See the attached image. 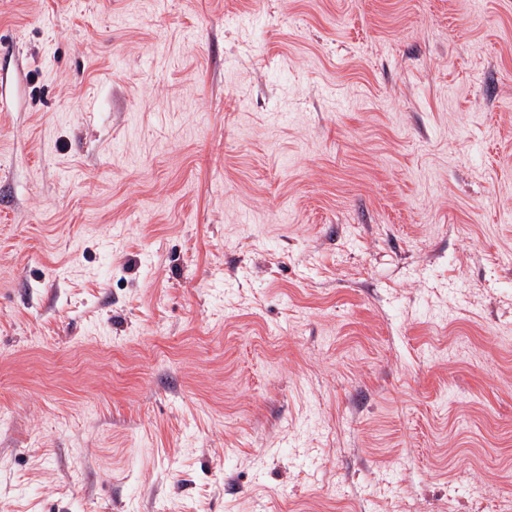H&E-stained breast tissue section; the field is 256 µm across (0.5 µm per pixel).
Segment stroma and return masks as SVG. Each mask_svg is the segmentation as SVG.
I'll use <instances>...</instances> for the list:
<instances>
[{
  "label": "stroma",
  "mask_w": 512,
  "mask_h": 512,
  "mask_svg": "<svg viewBox=\"0 0 512 512\" xmlns=\"http://www.w3.org/2000/svg\"><path fill=\"white\" fill-rule=\"evenodd\" d=\"M0 512H512V0H0Z\"/></svg>",
  "instance_id": "obj_1"
}]
</instances>
